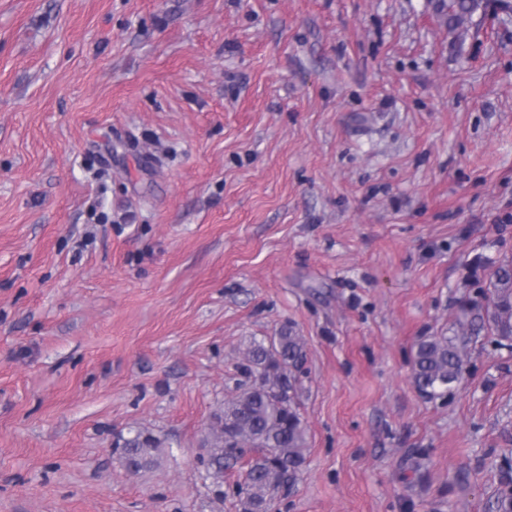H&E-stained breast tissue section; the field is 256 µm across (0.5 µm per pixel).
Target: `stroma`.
I'll use <instances>...</instances> for the list:
<instances>
[{
    "label": "stroma",
    "instance_id": "35a3bbf8",
    "mask_svg": "<svg viewBox=\"0 0 512 512\" xmlns=\"http://www.w3.org/2000/svg\"><path fill=\"white\" fill-rule=\"evenodd\" d=\"M0 0V512H238L198 461L291 325L307 463L271 512H493L512 351L415 345L512 258V13ZM162 442L128 474L130 432ZM465 336L445 333L422 337L416 344L413 380L428 399H444L459 382L464 365Z\"/></svg>",
    "mask_w": 512,
    "mask_h": 512
}]
</instances>
